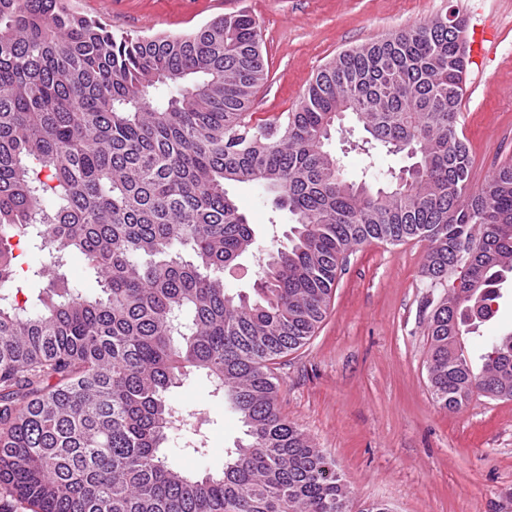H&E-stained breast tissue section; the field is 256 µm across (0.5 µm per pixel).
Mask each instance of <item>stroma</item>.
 <instances>
[{
	"instance_id": "stroma-1",
	"label": "stroma",
	"mask_w": 512,
	"mask_h": 512,
	"mask_svg": "<svg viewBox=\"0 0 512 512\" xmlns=\"http://www.w3.org/2000/svg\"><path fill=\"white\" fill-rule=\"evenodd\" d=\"M82 15L113 32L178 35L215 17L244 12L262 35L269 80L253 110L266 118L294 109L311 77L339 52L425 23L448 11L466 21L468 66L460 129L478 190L512 160V0H71ZM362 130L345 121L327 148L347 174L366 162ZM228 191L260 244L285 236L287 211L261 202L246 184ZM426 242L359 246L339 271L328 313L302 349L275 374L282 413L336 463L350 491L349 508L373 502L392 512H512V401L473 399L460 410L433 400L426 368L429 341L421 269ZM37 249L26 246L13 282L19 301L38 306L46 282L34 277ZM184 412L207 417L211 448L188 453L189 428L168 432L177 468L204 474L223 467L241 437L238 416L214 397L201 374L168 395Z\"/></svg>"
}]
</instances>
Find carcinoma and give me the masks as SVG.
<instances>
[{"instance_id": "1", "label": "carcinoma", "mask_w": 512, "mask_h": 512, "mask_svg": "<svg viewBox=\"0 0 512 512\" xmlns=\"http://www.w3.org/2000/svg\"><path fill=\"white\" fill-rule=\"evenodd\" d=\"M462 33L444 14L345 50L294 111L262 119L268 69L246 13L134 36L69 0H0V285L14 238L45 252L47 279L38 312L0 292V486L32 512H349L335 462L280 413L272 365L311 339L347 254L371 240L428 244L435 403L512 400V330L479 368L464 350L512 273V163L471 191ZM346 113L365 153L413 160L407 177L347 175L325 149ZM229 183L295 219L258 255L252 297L224 287L258 248ZM74 252L105 297L66 288ZM194 372L245 427L202 476L162 451L187 425L207 452L209 420L168 402Z\"/></svg>"}]
</instances>
